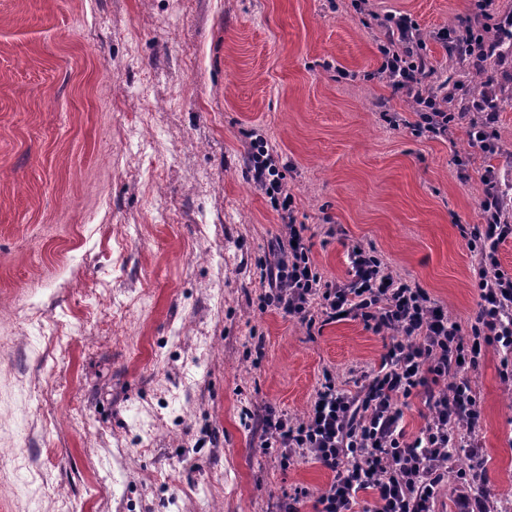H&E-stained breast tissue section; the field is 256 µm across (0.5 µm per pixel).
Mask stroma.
<instances>
[{"label": "stroma", "instance_id": "obj_1", "mask_svg": "<svg viewBox=\"0 0 512 512\" xmlns=\"http://www.w3.org/2000/svg\"><path fill=\"white\" fill-rule=\"evenodd\" d=\"M472 0H0V512H270L331 472L281 466L245 410L305 416L388 342L361 319L311 330L260 310L285 228L246 174L278 152L328 280L371 246L468 325L480 173L464 127L415 136L376 71L411 16L432 86L467 67L438 38ZM469 161L460 169L457 158ZM469 379L480 465L448 464L436 512H512V383L486 348Z\"/></svg>", "mask_w": 512, "mask_h": 512}]
</instances>
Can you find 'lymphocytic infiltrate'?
<instances>
[{
    "label": "lymphocytic infiltrate",
    "mask_w": 512,
    "mask_h": 512,
    "mask_svg": "<svg viewBox=\"0 0 512 512\" xmlns=\"http://www.w3.org/2000/svg\"><path fill=\"white\" fill-rule=\"evenodd\" d=\"M382 26L389 39L378 46L380 71L395 91L416 102L414 133L441 138L464 120L474 146L486 152L496 145L495 108L471 104L465 89L439 96L425 84L424 45L411 16L386 15ZM493 26L512 29V14L493 15L487 0H475L471 14L440 38L477 70L489 55L484 33ZM249 162L254 182L287 229L276 240V261L261 269L268 283L262 308L280 310L310 327L320 320L358 318L374 332L391 334L378 370L356 392L339 388L327 371L305 417L265 408L262 447L279 449L283 465L311 458L333 474L317 496L296 491L278 501L275 512H303L308 503L314 512H352L358 494L367 490L374 493L367 512H435L462 432H473L480 423L467 374L483 348L499 352L502 376L512 379V273L502 268L498 256L500 245L512 238V222L503 212L507 199L498 172L488 168L480 177V223L461 228L477 261V308L465 329L425 289L388 272L374 248L352 245L347 251L349 280H325L311 257L306 227L293 216L295 198L275 164L273 148L253 140ZM417 396L424 397L429 417L410 437L399 403Z\"/></svg>",
    "instance_id": "1"
}]
</instances>
